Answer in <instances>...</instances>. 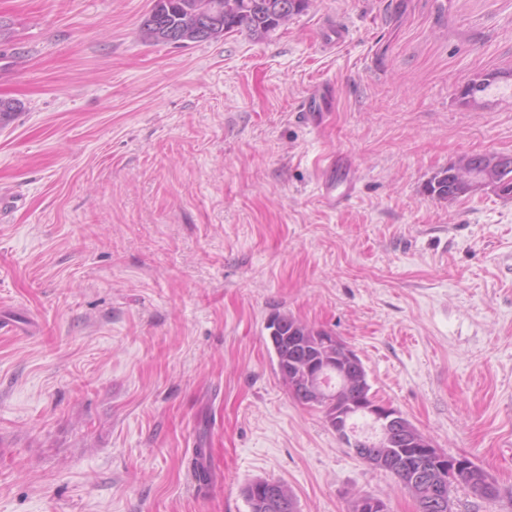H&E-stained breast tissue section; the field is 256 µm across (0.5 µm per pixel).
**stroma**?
I'll return each instance as SVG.
<instances>
[{"label": "stroma", "mask_w": 512, "mask_h": 512, "mask_svg": "<svg viewBox=\"0 0 512 512\" xmlns=\"http://www.w3.org/2000/svg\"><path fill=\"white\" fill-rule=\"evenodd\" d=\"M151 5L0 0V512H250L260 478L298 512H418L289 393L279 313L496 481L453 512H512V199L425 191L512 155V84L459 99L512 71V0H313L187 46L142 35Z\"/></svg>", "instance_id": "1"}]
</instances>
